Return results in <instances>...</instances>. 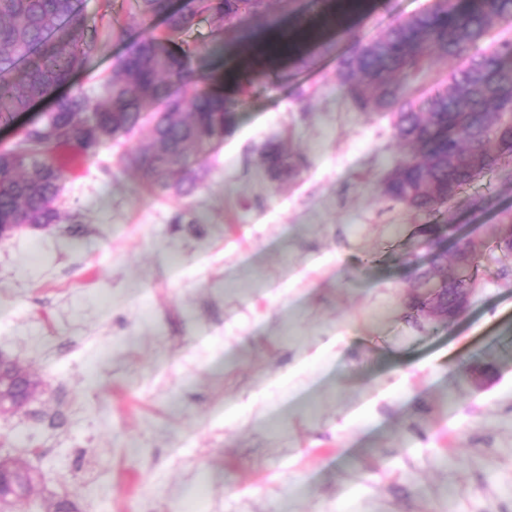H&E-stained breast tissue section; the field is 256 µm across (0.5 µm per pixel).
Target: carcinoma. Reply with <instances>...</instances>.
Returning a JSON list of instances; mask_svg holds the SVG:
<instances>
[{"mask_svg": "<svg viewBox=\"0 0 512 512\" xmlns=\"http://www.w3.org/2000/svg\"><path fill=\"white\" fill-rule=\"evenodd\" d=\"M126 2L125 16L112 17L111 35L123 40L156 18L165 30L127 43L95 106L81 91L64 95L40 123L0 148V224L22 218L59 223L61 213L49 201L59 196L64 168L53 149L129 132L159 100L166 106L154 117L148 143L126 154L123 166L141 171L154 195L187 197L204 181L205 172L191 167L189 158L231 129L233 108L224 93L201 85L190 66L197 48L171 44L205 17L233 39L241 21L262 14L268 0H187L177 8L171 0ZM511 16L512 0H433L341 60L337 78L351 105L359 112L391 113L396 140L410 148L383 182V195L436 213L512 159V42L483 46L495 21ZM96 38L84 0H0V121L68 84ZM434 58L458 65L436 94L418 104L411 80ZM264 163L275 178L293 172L276 146L265 152ZM485 251L486 245L466 239L454 252V272L436 283L448 305L478 280ZM29 452L5 453L28 481Z\"/></svg>", "mask_w": 512, "mask_h": 512, "instance_id": "obj_1", "label": "carcinoma"}]
</instances>
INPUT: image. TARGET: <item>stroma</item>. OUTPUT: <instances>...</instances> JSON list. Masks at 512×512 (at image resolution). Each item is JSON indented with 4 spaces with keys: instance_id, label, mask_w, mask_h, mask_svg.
<instances>
[{
    "instance_id": "obj_1",
    "label": "stroma",
    "mask_w": 512,
    "mask_h": 512,
    "mask_svg": "<svg viewBox=\"0 0 512 512\" xmlns=\"http://www.w3.org/2000/svg\"><path fill=\"white\" fill-rule=\"evenodd\" d=\"M334 2L337 23L306 39L316 0H270L233 44L208 19L186 34L206 78L288 39L247 93L224 83L236 125L192 156V196H151L120 164L145 119L71 150L59 224L0 241V353L40 382L0 448L37 449L45 491L81 512H512V275L480 277L440 330L410 321L417 271H448L453 246L383 195L404 149L337 80L358 42L430 0ZM85 5L98 40L73 85L94 103L126 46L107 30L120 4ZM272 145L292 176L266 173ZM473 191L481 209L463 196L436 221L493 241L512 161Z\"/></svg>"
}]
</instances>
